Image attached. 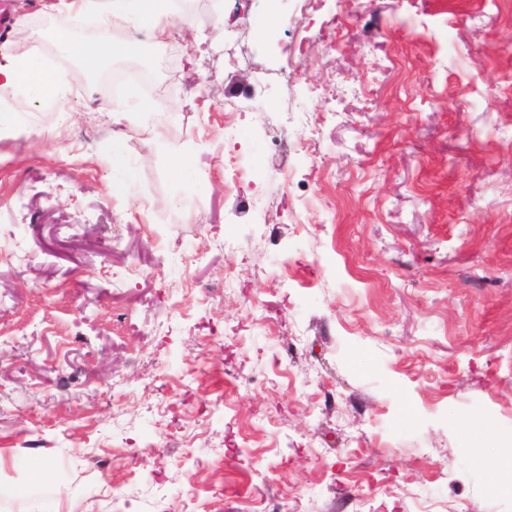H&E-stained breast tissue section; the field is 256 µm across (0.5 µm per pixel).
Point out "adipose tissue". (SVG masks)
<instances>
[{"instance_id":"adipose-tissue-1","label":"adipose tissue","mask_w":512,"mask_h":512,"mask_svg":"<svg viewBox=\"0 0 512 512\" xmlns=\"http://www.w3.org/2000/svg\"><path fill=\"white\" fill-rule=\"evenodd\" d=\"M77 12L94 15L102 21H121L132 31L130 37L104 41L77 40L65 33L56 34L59 45L95 71L111 67L116 58L134 55V35L139 30H149L151 37L161 40L172 31L180 32L193 24L190 17L182 16L173 25H161V18L171 14L167 0H79ZM69 78L67 69L50 67L37 47H28L21 53L7 50L0 58V87L16 86L20 93L13 104L0 106V130L18 125L23 113L33 104L61 96Z\"/></svg>"}]
</instances>
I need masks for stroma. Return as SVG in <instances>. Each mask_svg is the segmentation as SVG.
<instances>
[{"instance_id":"35a3bbf8","label":"stroma","mask_w":512,"mask_h":512,"mask_svg":"<svg viewBox=\"0 0 512 512\" xmlns=\"http://www.w3.org/2000/svg\"><path fill=\"white\" fill-rule=\"evenodd\" d=\"M53 2L0 38L102 36ZM185 12L161 139L0 131V512H512V0Z\"/></svg>"}]
</instances>
